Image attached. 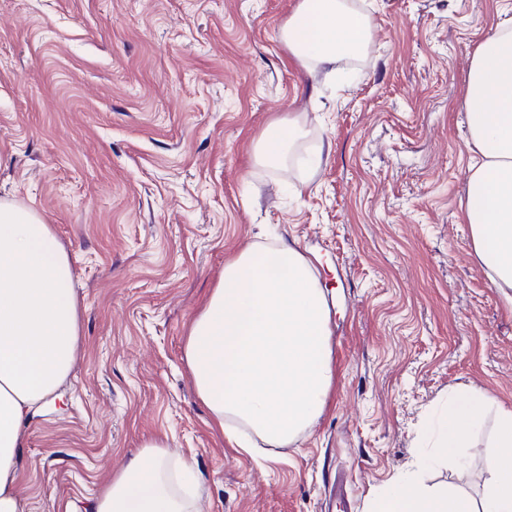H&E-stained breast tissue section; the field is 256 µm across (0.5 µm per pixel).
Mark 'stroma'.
<instances>
[{
  "mask_svg": "<svg viewBox=\"0 0 512 512\" xmlns=\"http://www.w3.org/2000/svg\"><path fill=\"white\" fill-rule=\"evenodd\" d=\"M499 0H376L368 53L308 74L279 38L297 0H0V202L34 208L70 256L81 339L25 430L24 512H84L150 440L191 464L200 512H347L406 472L483 487L488 428L461 467L413 468L450 392L512 408V310L460 202L459 108ZM298 152L258 162L274 123ZM297 243L330 303L335 381L295 442L253 456L208 423L183 361L224 262Z\"/></svg>",
  "mask_w": 512,
  "mask_h": 512,
  "instance_id": "1",
  "label": "stroma"
}]
</instances>
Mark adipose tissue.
<instances>
[{
  "label": "adipose tissue",
  "mask_w": 512,
  "mask_h": 512,
  "mask_svg": "<svg viewBox=\"0 0 512 512\" xmlns=\"http://www.w3.org/2000/svg\"><path fill=\"white\" fill-rule=\"evenodd\" d=\"M373 21L355 0H299L280 31L308 73L335 75L365 55ZM472 154L461 201L483 274L512 307V19L475 49L462 100ZM303 125L277 123L256 148L283 161ZM329 302L296 245L254 243L224 272L189 325L183 360L213 428L239 450L284 448L323 413L335 380ZM80 340L71 263L31 208L0 203V512H22L18 459L25 428L69 375ZM484 393L449 398L432 425V458L454 468L491 406ZM480 496L395 483L368 512H512V409H499ZM163 441L142 447L101 490L90 512H198L201 486Z\"/></svg>",
  "instance_id": "1"
}]
</instances>
